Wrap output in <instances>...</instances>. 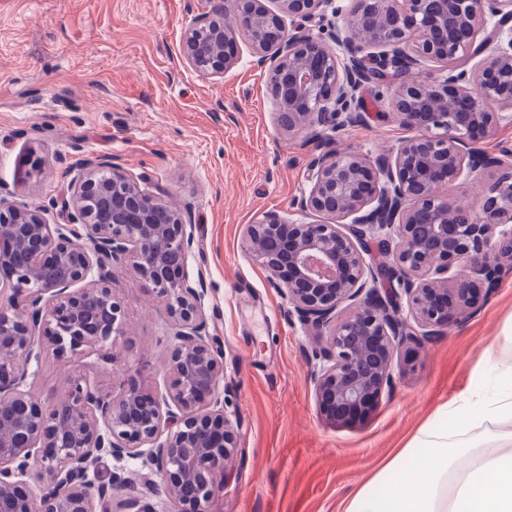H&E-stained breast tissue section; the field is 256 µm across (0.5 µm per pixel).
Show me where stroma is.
<instances>
[{"instance_id": "stroma-1", "label": "stroma", "mask_w": 512, "mask_h": 512, "mask_svg": "<svg viewBox=\"0 0 512 512\" xmlns=\"http://www.w3.org/2000/svg\"><path fill=\"white\" fill-rule=\"evenodd\" d=\"M208 9V0H0V185L60 222L76 169L100 158L190 213L188 270L208 286L209 332L224 346L228 400L244 433L240 463L211 510L339 512L342 498L422 426L458 424L440 407L466 389L487 349H499L512 323V271L474 316L419 350L369 419L325 423L308 376L313 343L242 247L245 225L268 211L288 215L308 191L315 147L277 123L246 42L222 77L202 78L183 63V32ZM361 96L368 123L332 133L330 148L378 155L409 137L388 93L365 88ZM30 153L41 171L28 179L21 161ZM112 287L124 312L117 356L141 362L145 386L163 389L170 318L132 272ZM72 375L105 391L122 379L111 359L47 353L33 390L52 401Z\"/></svg>"}]
</instances>
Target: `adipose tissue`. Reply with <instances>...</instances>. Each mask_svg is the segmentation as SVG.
Wrapping results in <instances>:
<instances>
[{
    "label": "adipose tissue",
    "mask_w": 512,
    "mask_h": 512,
    "mask_svg": "<svg viewBox=\"0 0 512 512\" xmlns=\"http://www.w3.org/2000/svg\"><path fill=\"white\" fill-rule=\"evenodd\" d=\"M466 389L442 410L466 414L463 427L420 428L423 453L415 477L348 493L340 512H512V336L487 351Z\"/></svg>",
    "instance_id": "obj_1"
}]
</instances>
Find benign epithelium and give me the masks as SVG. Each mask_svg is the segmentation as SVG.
Segmentation results:
<instances>
[{
  "label": "benign epithelium",
  "instance_id": "7a95c632",
  "mask_svg": "<svg viewBox=\"0 0 512 512\" xmlns=\"http://www.w3.org/2000/svg\"><path fill=\"white\" fill-rule=\"evenodd\" d=\"M213 0L185 29L181 57L199 76L235 67L239 38L266 72L277 121L323 140L367 122L360 90L393 72V117L416 131L392 154L325 151L312 159L296 219L276 211L244 227L248 257L316 339L309 373L320 414L361 421L390 396L412 351L473 315L512 268V174L478 209L439 188L512 158L474 147L512 122V0ZM425 62L430 83L409 81ZM66 222L16 205L0 187V266L14 301L0 307V512H209L218 476L241 458L243 422L228 409L224 350L208 330L202 277L188 271L191 216L119 166L89 159L70 181ZM310 214L325 221H305ZM79 225V234L74 226ZM376 245L383 260L371 252ZM132 270L173 326L167 384L149 391L122 363L116 395L66 380L50 406L27 383L45 339L54 357L107 353L125 336L112 289ZM42 333L38 337L35 332ZM111 459L107 478L95 470Z\"/></svg>",
  "mask_w": 512,
  "mask_h": 512
}]
</instances>
